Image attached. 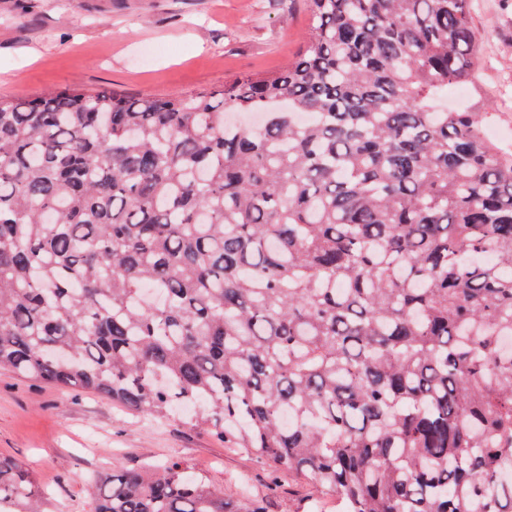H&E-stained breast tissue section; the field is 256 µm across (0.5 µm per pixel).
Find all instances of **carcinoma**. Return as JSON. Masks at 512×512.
I'll use <instances>...</instances> for the list:
<instances>
[{"mask_svg": "<svg viewBox=\"0 0 512 512\" xmlns=\"http://www.w3.org/2000/svg\"><path fill=\"white\" fill-rule=\"evenodd\" d=\"M275 76L0 98V369L186 422L344 512H512V158L473 0H305ZM93 512H262L182 461ZM0 512H43L0 457Z\"/></svg>", "mask_w": 512, "mask_h": 512, "instance_id": "cac0c4a2", "label": "carcinoma"}]
</instances>
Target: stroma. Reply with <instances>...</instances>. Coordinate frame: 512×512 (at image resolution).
Segmentation results:
<instances>
[{
	"instance_id": "obj_1",
	"label": "stroma",
	"mask_w": 512,
	"mask_h": 512,
	"mask_svg": "<svg viewBox=\"0 0 512 512\" xmlns=\"http://www.w3.org/2000/svg\"><path fill=\"white\" fill-rule=\"evenodd\" d=\"M472 18L489 66L480 87L449 100L459 109L491 101L485 134L512 152V11L475 0ZM310 25L304 0H0V98L217 90L237 76L278 72ZM184 417L152 424L85 390L0 370V456L29 472L50 503L90 512L87 484L112 466L178 459L227 498L246 486L264 512H313L310 484L225 448Z\"/></svg>"
}]
</instances>
